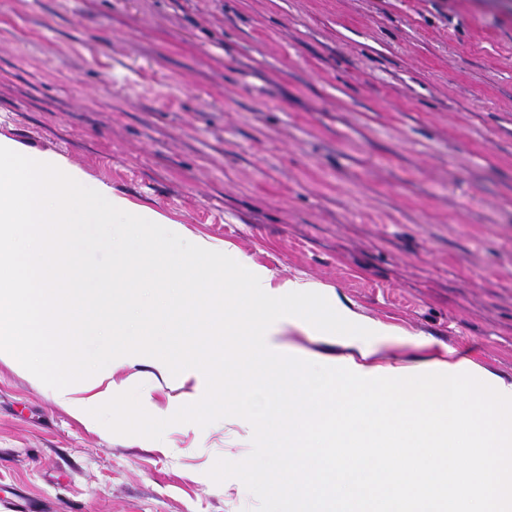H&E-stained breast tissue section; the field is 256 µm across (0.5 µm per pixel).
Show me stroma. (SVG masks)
<instances>
[{
  "label": "stroma",
  "mask_w": 512,
  "mask_h": 512,
  "mask_svg": "<svg viewBox=\"0 0 512 512\" xmlns=\"http://www.w3.org/2000/svg\"><path fill=\"white\" fill-rule=\"evenodd\" d=\"M0 136L512 380V0H0ZM250 451L85 424L0 357V512H255L207 475Z\"/></svg>",
  "instance_id": "35a3bbf8"
}]
</instances>
